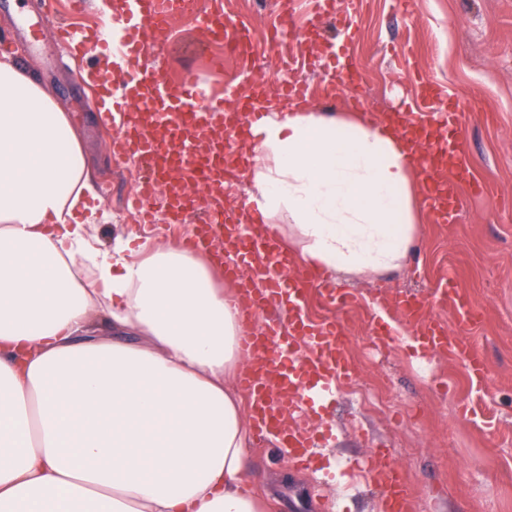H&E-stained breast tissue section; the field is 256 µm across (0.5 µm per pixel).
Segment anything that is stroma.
<instances>
[{
    "mask_svg": "<svg viewBox=\"0 0 512 512\" xmlns=\"http://www.w3.org/2000/svg\"><path fill=\"white\" fill-rule=\"evenodd\" d=\"M22 2V11L0 10V37L26 38L28 56L15 52L12 60L35 75L83 134L92 191L74 218L93 225L92 246H114L130 231L152 247L188 234L190 225L142 224L126 209L144 170L111 155L97 87L83 77L94 57H70L49 24L22 34V14L38 15L40 0ZM234 10L259 67L246 73L242 60L223 56V67L212 68L211 57L223 55L217 46L203 53L173 50L158 60L161 73L176 83L194 78L217 88L245 75L270 84L295 61L297 79L312 89L310 103L328 109L320 92L330 69L298 38L270 44L275 19L258 0H237ZM321 34L360 62L361 112L378 118L407 107L412 89L400 77L403 70L443 84L459 101L462 139L487 191L463 193L456 223L423 217L403 267L340 281L352 295L347 304L309 289L308 317L342 323L357 375L340 383L333 406L301 416L303 424L333 430L327 450L312 463L284 457L275 444L250 442L249 490L265 500L266 512H375V491L349 469L387 448L414 486L415 512H512V0H360L353 34L329 23ZM446 279L481 313L468 332L489 360L482 381H472L456 359L422 356L412 344V325L394 307L397 296ZM380 316L396 334L374 350L368 339Z\"/></svg>",
    "mask_w": 512,
    "mask_h": 512,
    "instance_id": "obj_1",
    "label": "stroma"
}]
</instances>
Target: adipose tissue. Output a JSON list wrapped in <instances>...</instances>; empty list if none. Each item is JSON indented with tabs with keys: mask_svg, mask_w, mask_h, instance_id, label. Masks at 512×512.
Returning a JSON list of instances; mask_svg holds the SVG:
<instances>
[{
	"mask_svg": "<svg viewBox=\"0 0 512 512\" xmlns=\"http://www.w3.org/2000/svg\"><path fill=\"white\" fill-rule=\"evenodd\" d=\"M239 146L255 161L244 222L278 235L287 217L307 267L406 262L424 208L392 127L294 102ZM89 190L68 115L1 59L0 512H263L228 384L246 364L234 296L180 243L91 248L89 225L70 221ZM96 310L106 335L87 331Z\"/></svg>",
	"mask_w": 512,
	"mask_h": 512,
	"instance_id": "obj_1",
	"label": "adipose tissue"
}]
</instances>
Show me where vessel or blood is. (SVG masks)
Instances as JSON below:
<instances>
[{"label": "vessel or blood", "instance_id": "obj_1", "mask_svg": "<svg viewBox=\"0 0 512 512\" xmlns=\"http://www.w3.org/2000/svg\"><path fill=\"white\" fill-rule=\"evenodd\" d=\"M356 2L338 0L333 5L329 0H314L316 22L306 29L307 40H320L318 22L328 15L350 25ZM119 3L121 37L110 43L112 72L101 88L100 119L116 130L117 158L146 167L131 205L149 216L154 200H162L168 222L181 224L189 214L190 187H205L208 207L202 210L188 243L211 257L225 279L238 285L239 310L249 324L242 350L250 362L238 383L250 399L253 426L259 434L276 438L294 458L309 459L319 451V438L294 428L295 414L334 400L337 384L355 377L356 370L340 342L342 324L336 320L315 324L304 313L306 293L318 282V274L285 281L283 272L291 264L287 251L267 235L264 225L241 223L236 212L224 206L229 165L243 167L248 159L223 140L212 138L211 131L249 121L256 107L243 102L238 111H228L225 101L237 97V89H225L223 97L215 100L191 80L169 87L160 70L150 65V58L172 49L170 23L183 0ZM222 16L221 4L210 7L198 46L222 36ZM358 78L359 67L348 55L331 85L353 91ZM407 80L414 86V99L408 108L393 113L392 120L422 168V195L432 219L452 224L462 191L481 196L485 185L477 179L460 138L463 115L458 101L430 78L411 74ZM275 303L283 307L284 316L252 328L258 313ZM446 306L452 307L458 320L474 322L479 317L475 307L447 287L396 299L399 314L416 327L415 340L422 352L451 356L470 377L483 379L488 372L483 353L467 337L449 335L445 322L437 318V309ZM358 467L379 490L383 512H412L414 488L391 464L388 449H377Z\"/></svg>", "mask_w": 512, "mask_h": 512}]
</instances>
